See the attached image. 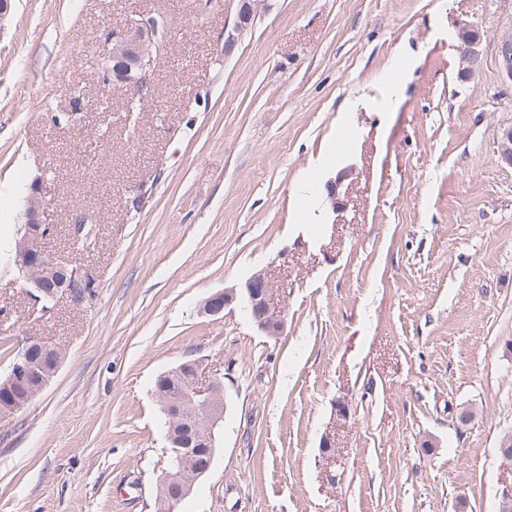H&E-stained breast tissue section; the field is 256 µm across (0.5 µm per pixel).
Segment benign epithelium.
Wrapping results in <instances>:
<instances>
[{
    "mask_svg": "<svg viewBox=\"0 0 512 512\" xmlns=\"http://www.w3.org/2000/svg\"><path fill=\"white\" fill-rule=\"evenodd\" d=\"M167 29L161 27L156 14L147 13L129 23L121 30H114L104 41V55L110 65L104 67L103 76L107 78L106 88L128 90L140 93L146 87V75L154 60L160 55L165 45ZM459 50L462 62L467 68H473L477 59L476 39L470 30L463 28L458 33ZM505 73L512 80V33L504 35L498 47ZM47 202L37 189H32L26 208L25 222L20 230V237L13 251V265L18 275L24 280L31 298L37 302H46L63 293L78 305L89 303V296L83 284L90 279L81 267H72L66 258L55 256L46 250L48 237L55 234L53 225H47L40 219ZM59 270L63 275L60 284L51 288L39 277V270ZM237 298L236 289L231 288L208 298L202 310L208 315H217L224 306ZM243 298L252 310L258 325L269 335L279 333L282 327L281 311L270 305L268 288L264 274L255 273L245 284ZM52 348L46 340L29 337L21 343L15 357V364L3 382L0 383V415H11L19 408L15 392L39 374V365L33 356ZM187 373L190 376L187 385L172 393L163 386H157L155 395L162 412L169 415L173 406H189L206 422L202 441L207 448V462L194 469L187 478L181 476L185 464L182 451L173 448L175 467L164 475V483L174 485V492L158 498L160 512H174L178 504L192 492L196 482L211 469L217 451L216 429L223 419L224 382L220 378L204 379L203 365L198 359L180 363L176 368L166 372V376Z\"/></svg>",
    "mask_w": 512,
    "mask_h": 512,
    "instance_id": "7a95c632",
    "label": "benign epithelium"
}]
</instances>
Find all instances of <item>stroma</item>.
I'll list each match as a JSON object with an SVG mask.
<instances>
[{
  "label": "stroma",
  "instance_id": "35a3bbf8",
  "mask_svg": "<svg viewBox=\"0 0 512 512\" xmlns=\"http://www.w3.org/2000/svg\"><path fill=\"white\" fill-rule=\"evenodd\" d=\"M238 11L12 0L0 18V246L35 187L44 223L98 225L95 251L46 243L80 257L92 304L43 312L0 261V379L25 337L65 352L0 416V512H155V381L189 359L223 378L226 411L176 512H497L512 482V165L497 153L512 0H261L228 52ZM152 12L170 33L131 117L103 92L102 44ZM400 52L415 65L388 111L380 77ZM259 271L278 335L241 299L203 313Z\"/></svg>",
  "mask_w": 512,
  "mask_h": 512
}]
</instances>
